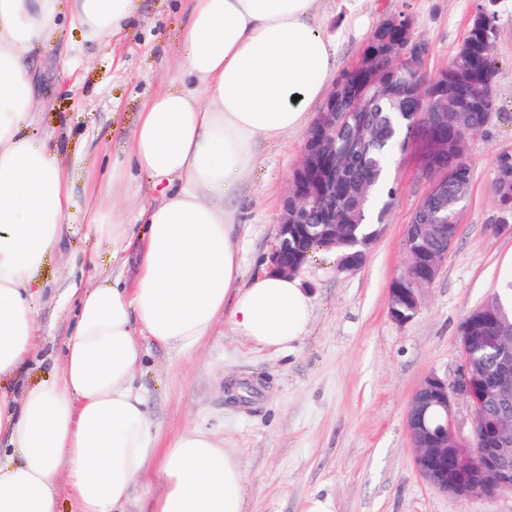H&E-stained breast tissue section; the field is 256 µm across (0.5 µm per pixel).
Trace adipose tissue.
Masks as SVG:
<instances>
[{
    "instance_id": "obj_1",
    "label": "adipose tissue",
    "mask_w": 512,
    "mask_h": 512,
    "mask_svg": "<svg viewBox=\"0 0 512 512\" xmlns=\"http://www.w3.org/2000/svg\"><path fill=\"white\" fill-rule=\"evenodd\" d=\"M71 25L99 42L122 35L139 0H78ZM183 41L169 85L146 96L107 172L84 191L108 207L88 225L112 242V263L135 252L137 273L68 281L74 305L55 378L21 395L0 391V512H126L156 467L152 512H244L236 454L211 434L164 437L135 389L140 337L197 350L217 322L257 350L290 351L314 305L299 278L264 273L241 285L235 201L261 141L302 133L331 91L334 54L321 0H183ZM58 0H0V378L34 349L35 289L76 210L71 166L56 130L30 137L38 110L35 45L57 27ZM146 179L151 197L126 201Z\"/></svg>"
}]
</instances>
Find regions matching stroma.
Wrapping results in <instances>:
<instances>
[{
	"instance_id": "obj_1",
	"label": "stroma",
	"mask_w": 512,
	"mask_h": 512,
	"mask_svg": "<svg viewBox=\"0 0 512 512\" xmlns=\"http://www.w3.org/2000/svg\"><path fill=\"white\" fill-rule=\"evenodd\" d=\"M483 0H374L371 25L406 12L429 44L428 71L445 66ZM494 54L496 109L468 142L473 182L458 236L418 314L400 325L388 316V288L407 269L404 235L426 191L404 153L388 177L397 189L365 265L341 272L336 256L319 252L298 277L314 303L307 335L293 353L251 348L217 323L195 352L180 353L140 339L135 387L164 435L199 428L234 449L245 472L244 512H300L312 493L331 494L336 512H512V492L487 499L452 496L418 473L407 428L413 392L427 374L455 377L463 364L460 327L503 282L512 231H493L494 158L512 149V0H497ZM182 36L178 0H141L126 37L89 44L63 27L34 50L35 72L52 88L44 127L60 132L58 146L74 165L78 210L90 155L107 167L125 139L112 115L133 122L142 98L166 87ZM304 136L262 144L261 162L236 204L241 213L244 273L267 268L278 238L277 217L288 180L301 159ZM112 246L64 237L42 271L36 299L38 336L29 364L5 380L22 392L56 375L70 316L56 302L58 280L89 279L106 271Z\"/></svg>"
}]
</instances>
